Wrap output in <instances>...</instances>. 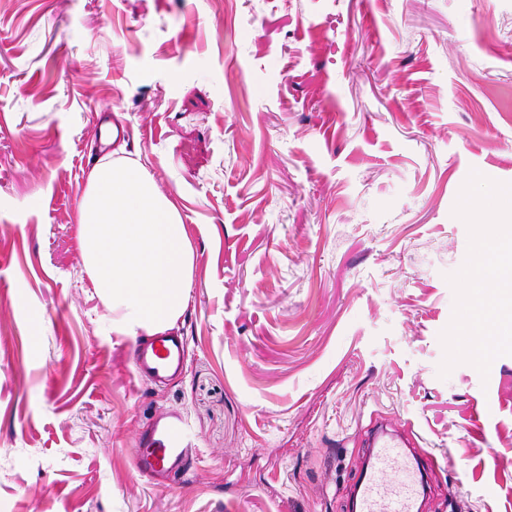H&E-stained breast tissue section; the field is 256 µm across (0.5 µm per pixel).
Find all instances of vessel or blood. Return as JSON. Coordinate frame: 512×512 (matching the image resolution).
Listing matches in <instances>:
<instances>
[{
    "mask_svg": "<svg viewBox=\"0 0 512 512\" xmlns=\"http://www.w3.org/2000/svg\"><path fill=\"white\" fill-rule=\"evenodd\" d=\"M185 352L181 337L169 334L150 337L135 353V370L138 375L152 378L179 373L184 368ZM139 443V472L161 482L174 479L195 453L189 421L177 412L156 420L140 435ZM404 446L399 435L374 433L372 451L362 462L355 485L356 512H412L408 493L392 479L401 470Z\"/></svg>",
    "mask_w": 512,
    "mask_h": 512,
    "instance_id": "obj_1",
    "label": "vessel or blood"
}]
</instances>
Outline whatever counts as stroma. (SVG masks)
<instances>
[{
  "label": "stroma",
  "instance_id": "1",
  "mask_svg": "<svg viewBox=\"0 0 512 512\" xmlns=\"http://www.w3.org/2000/svg\"><path fill=\"white\" fill-rule=\"evenodd\" d=\"M115 153L193 249L162 385L79 248ZM474 169L512 183V0H0V512H351L381 418L437 458L419 512H512V356L438 375ZM138 471L160 482L174 479L196 448L188 419L177 412L163 415L139 437Z\"/></svg>",
  "mask_w": 512,
  "mask_h": 512
}]
</instances>
